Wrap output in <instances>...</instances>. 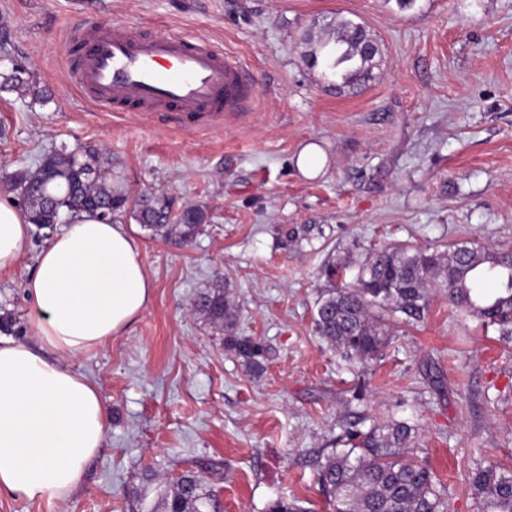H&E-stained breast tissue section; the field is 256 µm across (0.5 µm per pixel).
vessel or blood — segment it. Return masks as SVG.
<instances>
[{"label":"vessel or blood","mask_w":512,"mask_h":512,"mask_svg":"<svg viewBox=\"0 0 512 512\" xmlns=\"http://www.w3.org/2000/svg\"><path fill=\"white\" fill-rule=\"evenodd\" d=\"M75 85L102 109L168 113L193 129L219 125L256 93L240 66L201 39L122 28L75 29Z\"/></svg>","instance_id":"1"}]
</instances>
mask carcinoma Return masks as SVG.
Wrapping results in <instances>:
<instances>
[{
  "mask_svg": "<svg viewBox=\"0 0 512 512\" xmlns=\"http://www.w3.org/2000/svg\"><path fill=\"white\" fill-rule=\"evenodd\" d=\"M357 22L349 18L323 23L322 34L308 32L303 56L321 69L329 85L342 92L364 89L375 79L380 54L364 59L354 41ZM34 74L9 62L0 71V91L24 96L34 90ZM9 182L21 196L32 224H54L85 212L99 216L112 205V220H132L175 245L194 240L209 223L201 205L174 209L161 190L132 194L112 160L92 146L62 147L44 155L34 170L14 173ZM342 265L326 269L330 286L321 290L313 313L315 333L344 360H374L389 344L386 316L423 315L429 290L437 288L448 303L482 324L498 328L512 341V245L477 248L454 245L446 252L392 245L369 253L356 281L336 280ZM195 314L224 332V346L257 372L266 358L263 343L234 333L236 306L226 286L216 281L193 302ZM348 447L333 450L320 463L317 480L333 512H448L433 473L405 455L412 427L396 420L376 421L366 431L346 432ZM479 512H512V473L489 465L472 472ZM165 512H223V504L204 478L182 474L166 494Z\"/></svg>",
  "mask_w": 512,
  "mask_h": 512,
  "instance_id": "1",
  "label": "carcinoma"
}]
</instances>
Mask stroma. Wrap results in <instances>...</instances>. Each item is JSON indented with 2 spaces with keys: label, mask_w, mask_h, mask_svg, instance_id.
Here are the masks:
<instances>
[{
  "label": "stroma",
  "mask_w": 512,
  "mask_h": 512,
  "mask_svg": "<svg viewBox=\"0 0 512 512\" xmlns=\"http://www.w3.org/2000/svg\"><path fill=\"white\" fill-rule=\"evenodd\" d=\"M361 21L383 52L379 76L345 94L303 57L323 18ZM210 41L260 95L209 130L106 112L70 81L75 20ZM14 59L39 96L0 92V196L9 174L78 143L100 147L131 192L160 188L210 222L180 247L135 223L153 283L148 309L73 364L102 394L110 429L66 501L0 494V512H164L175 476L199 472L224 512L298 500L327 512L317 467L346 425L391 418L415 429L411 457L450 512H477L470 476L512 471V343L431 292L421 320L394 317L384 356L345 362L314 333L329 265L355 282L371 250L512 244V0H0ZM48 239L0 273V336L35 341L22 283ZM227 281L235 332L268 348L253 374L191 311Z\"/></svg>",
  "instance_id": "35a3bbf8"
}]
</instances>
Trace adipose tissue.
<instances>
[{
	"label": "adipose tissue",
	"mask_w": 512,
	"mask_h": 512,
	"mask_svg": "<svg viewBox=\"0 0 512 512\" xmlns=\"http://www.w3.org/2000/svg\"><path fill=\"white\" fill-rule=\"evenodd\" d=\"M31 229L0 198V271L18 266ZM23 289L41 320L36 342L0 336V492L66 500L109 431L98 386L71 362L124 334L153 285L123 224L80 213L39 253Z\"/></svg>",
	"instance_id": "obj_1"
}]
</instances>
